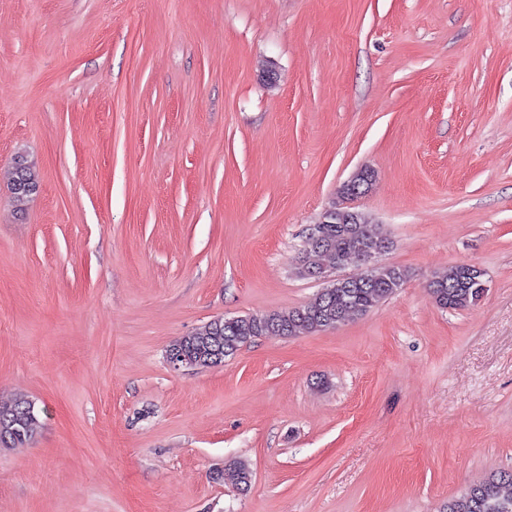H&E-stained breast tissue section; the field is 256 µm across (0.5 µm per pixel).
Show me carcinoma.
<instances>
[{
    "instance_id": "carcinoma-1",
    "label": "carcinoma",
    "mask_w": 512,
    "mask_h": 512,
    "mask_svg": "<svg viewBox=\"0 0 512 512\" xmlns=\"http://www.w3.org/2000/svg\"><path fill=\"white\" fill-rule=\"evenodd\" d=\"M11 180L38 186L35 166L26 157L16 156ZM371 181V172L361 169L339 188L338 193L343 197L354 186L366 191ZM373 240L384 249L389 247L380 225L369 222L365 216L356 219L350 215L342 224L329 225L324 248L336 261L344 263ZM405 280L406 274L401 268L376 265L366 275L352 281L350 287L337 288L332 283L298 308L272 314L215 318L193 334L177 339L172 348L191 356L206 339L209 346L219 345L233 356L262 336L294 338L306 332L335 329L343 322L371 311L402 287ZM482 282V269L474 265H455L430 280L428 295L440 308L467 310L483 299L477 288ZM40 427L39 412L33 401L17 398L9 405H0V448L32 440ZM252 477L250 464L243 460H234L224 466V480L239 490H247ZM442 512H512V469L496 471L470 485L463 493L449 499Z\"/></svg>"
}]
</instances>
